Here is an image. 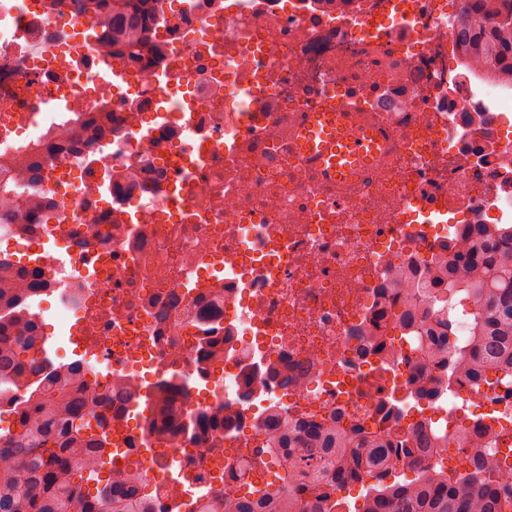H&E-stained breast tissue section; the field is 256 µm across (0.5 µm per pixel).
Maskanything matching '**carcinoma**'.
Masks as SVG:
<instances>
[{
    "instance_id": "1",
    "label": "carcinoma",
    "mask_w": 512,
    "mask_h": 512,
    "mask_svg": "<svg viewBox=\"0 0 512 512\" xmlns=\"http://www.w3.org/2000/svg\"><path fill=\"white\" fill-rule=\"evenodd\" d=\"M94 19L112 27V40L136 53L143 41L139 14L146 0H102ZM457 35L471 52L512 73V0H467ZM470 245L448 262L420 271L419 288H436L442 303L425 325L415 305L403 309L400 325L415 338L417 356L440 367L444 384L464 371L488 384L512 389V224H475L465 230ZM13 270L0 263V395L29 393L13 407V425L0 427V512H148L140 503L139 474L101 483L97 475L110 447L107 410L129 387L75 392L79 369H65L47 354L35 357L40 329L28 305L14 296ZM469 320L470 339L457 338L459 316ZM147 416L157 431L176 423L195 433L201 415H168L173 386H157ZM262 425L273 431L267 452L287 462L282 483L256 498L213 502L202 512H301L291 486L315 492L329 482L330 465L353 481L361 473L387 471L400 456L426 459L448 447V436L425 426L395 448L386 438L336 420L304 427L273 410ZM357 512H512V493L496 479L495 465L477 448L462 473L422 469L409 481L378 480Z\"/></svg>"
}]
</instances>
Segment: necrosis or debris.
<instances>
[{
	"instance_id": "necrosis-or-debris-1",
	"label": "necrosis or debris",
	"mask_w": 512,
	"mask_h": 512,
	"mask_svg": "<svg viewBox=\"0 0 512 512\" xmlns=\"http://www.w3.org/2000/svg\"><path fill=\"white\" fill-rule=\"evenodd\" d=\"M464 0H151L141 58L85 0H0V214L19 252L57 257L20 295L51 316L87 382L135 389L112 413V474L143 477L149 512H201L261 488L262 408L410 437L480 436L512 457V392L432 369L397 323L406 285L470 224L512 222V81L453 38ZM349 108L386 141L337 186L297 136ZM160 381L210 430L155 437L131 416ZM257 387L255 404L241 397Z\"/></svg>"
}]
</instances>
